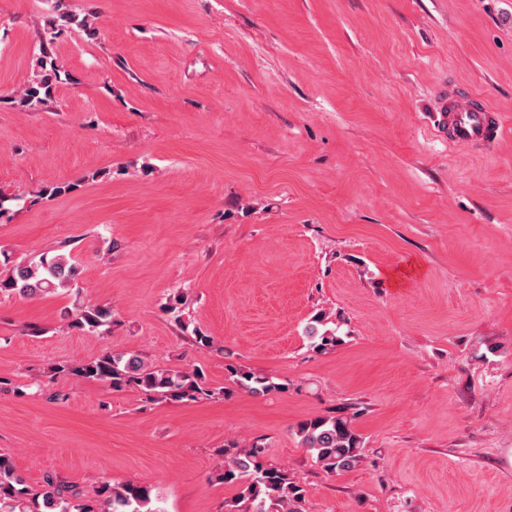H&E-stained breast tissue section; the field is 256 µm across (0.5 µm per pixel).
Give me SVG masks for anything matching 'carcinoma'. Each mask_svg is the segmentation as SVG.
Segmentation results:
<instances>
[{
	"label": "carcinoma",
	"instance_id": "carcinoma-1",
	"mask_svg": "<svg viewBox=\"0 0 512 512\" xmlns=\"http://www.w3.org/2000/svg\"><path fill=\"white\" fill-rule=\"evenodd\" d=\"M55 15L40 37L36 66L37 78L18 100L24 109L50 106L55 99L62 71L56 63L53 45L65 29H78L93 36L96 28L86 17L68 11L62 0H55ZM80 269L71 255L58 253L51 258L14 262L8 255L0 261V296L37 298L76 287ZM315 324L307 333L313 347L325 351L339 342L336 334L320 331ZM112 325V308L81 306L69 315L68 328L94 333ZM53 375L72 374L92 382H106L115 389L134 387L148 401L222 398L224 387H213L199 367L191 371L155 366L135 352L105 351L80 363L59 364ZM236 383L254 395L280 391L283 386L250 371H235ZM297 436L314 462L329 474L353 468L363 456L362 440L352 420L342 415L318 416L298 424ZM222 465L218 479L237 486V496L225 503L226 512H299L305 498L300 479L289 470L262 462L264 449L254 443L247 448L230 442L218 449ZM150 490L128 482L105 484L93 496L57 475L46 474L36 486L26 483L17 472L11 456L0 453V512H157L150 507Z\"/></svg>",
	"mask_w": 512,
	"mask_h": 512
}]
</instances>
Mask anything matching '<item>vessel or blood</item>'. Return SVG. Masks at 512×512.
Listing matches in <instances>:
<instances>
[{
	"label": "vessel or blood",
	"instance_id": "b4317fda",
	"mask_svg": "<svg viewBox=\"0 0 512 512\" xmlns=\"http://www.w3.org/2000/svg\"><path fill=\"white\" fill-rule=\"evenodd\" d=\"M440 109L446 114L451 139L463 145H485L502 135L504 127L498 114L484 100L468 97L460 101L441 95Z\"/></svg>",
	"mask_w": 512,
	"mask_h": 512
}]
</instances>
